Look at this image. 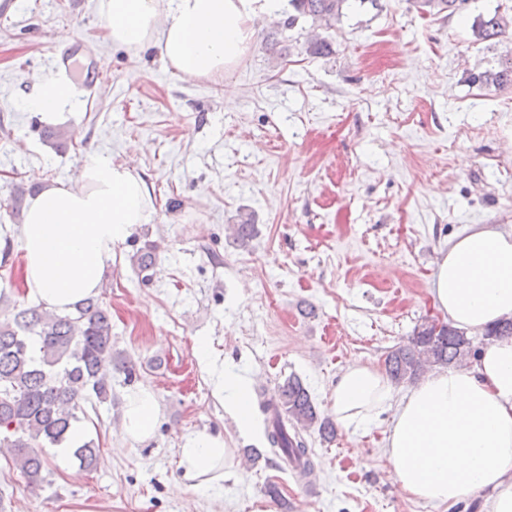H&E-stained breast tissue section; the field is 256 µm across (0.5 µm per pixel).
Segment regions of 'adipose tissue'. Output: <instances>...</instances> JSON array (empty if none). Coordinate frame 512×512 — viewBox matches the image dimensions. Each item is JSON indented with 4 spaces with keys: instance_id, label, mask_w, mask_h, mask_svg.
I'll list each match as a JSON object with an SVG mask.
<instances>
[{
    "instance_id": "1",
    "label": "adipose tissue",
    "mask_w": 512,
    "mask_h": 512,
    "mask_svg": "<svg viewBox=\"0 0 512 512\" xmlns=\"http://www.w3.org/2000/svg\"><path fill=\"white\" fill-rule=\"evenodd\" d=\"M279 0H100L107 38L138 52L157 46L166 67L191 79L223 75L255 38L254 2ZM71 99L67 82L46 78L27 109L55 118ZM152 192L135 168L91 156L77 183L43 185L25 206L24 284L40 305L64 314L96 296L117 248L147 223ZM453 327L480 333L512 316V231L475 225L441 253L431 289ZM195 352L210 363L212 384L240 429L252 423L250 383L214 364L206 339ZM159 403L150 385L128 395L121 431L151 438ZM331 414L344 428H367L389 415L384 451L400 490L418 500L452 505L485 493L481 512H512V337L493 341L471 363L428 372L398 392L378 367L347 366L331 394ZM223 436L197 432L179 450L184 493L224 478Z\"/></svg>"
}]
</instances>
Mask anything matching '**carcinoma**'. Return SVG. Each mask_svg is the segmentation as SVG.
I'll return each instance as SVG.
<instances>
[{
	"instance_id": "carcinoma-1",
	"label": "carcinoma",
	"mask_w": 512,
	"mask_h": 512,
	"mask_svg": "<svg viewBox=\"0 0 512 512\" xmlns=\"http://www.w3.org/2000/svg\"><path fill=\"white\" fill-rule=\"evenodd\" d=\"M298 17H310L331 28L343 16L349 0H289ZM421 13L437 15L466 10L472 0H410ZM512 19L494 11L478 15L474 35L481 40L503 35ZM156 245L147 244L132 256L137 274L155 264ZM512 320L488 330L475 345L464 332L449 326L435 333L422 324L408 341L386 356V371L395 383L417 379L427 366H459L475 358L491 340L511 337ZM131 361L112 349V315L90 298L75 311L58 314L41 305L21 308L0 321V443L12 449L16 468L30 483L42 480L48 461L40 448L59 447L80 422L81 403L112 401V373L131 374ZM266 414L265 434L269 452L294 463L298 476L311 473L309 448L302 432L317 429L330 440L333 422L320 415L308 388L294 376L278 386L275 398L260 403ZM72 456L82 467H97L100 448L86 438Z\"/></svg>"
}]
</instances>
